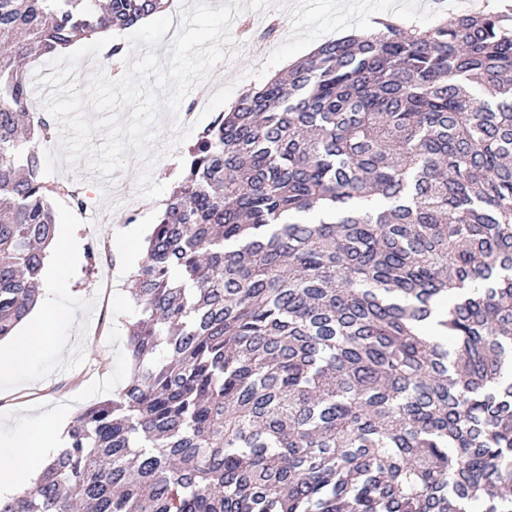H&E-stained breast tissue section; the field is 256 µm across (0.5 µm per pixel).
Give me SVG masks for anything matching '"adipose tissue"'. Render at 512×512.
<instances>
[{
    "mask_svg": "<svg viewBox=\"0 0 512 512\" xmlns=\"http://www.w3.org/2000/svg\"><path fill=\"white\" fill-rule=\"evenodd\" d=\"M75 254L74 241L61 235L48 266L42 307L15 343L0 351V377L34 368L43 353L56 344L54 326L72 321V311L57 306L55 291L65 286ZM64 440L63 431L47 432L38 420L15 424L7 436H0V499L13 496L18 488L32 486L47 456L57 454Z\"/></svg>",
    "mask_w": 512,
    "mask_h": 512,
    "instance_id": "ef3b65f1",
    "label": "adipose tissue"
}]
</instances>
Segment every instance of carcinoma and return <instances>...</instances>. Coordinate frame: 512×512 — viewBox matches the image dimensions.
I'll list each match as a JSON object with an SVG mask.
<instances>
[{"label": "carcinoma", "instance_id": "obj_1", "mask_svg": "<svg viewBox=\"0 0 512 512\" xmlns=\"http://www.w3.org/2000/svg\"><path fill=\"white\" fill-rule=\"evenodd\" d=\"M170 2L0 0V339L51 197L86 201L18 63ZM127 289L129 382L0 512H512V4L380 18L249 89Z\"/></svg>", "mask_w": 512, "mask_h": 512}]
</instances>
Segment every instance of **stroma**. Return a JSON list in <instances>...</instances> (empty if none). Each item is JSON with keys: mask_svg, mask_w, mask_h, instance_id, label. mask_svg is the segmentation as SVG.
<instances>
[{"mask_svg": "<svg viewBox=\"0 0 512 512\" xmlns=\"http://www.w3.org/2000/svg\"><path fill=\"white\" fill-rule=\"evenodd\" d=\"M386 15L404 17L423 29L435 22L427 0H366L362 8L349 0H271L267 13H251L258 25L268 17L281 20L273 47L260 56L250 49L246 37L237 36L239 56L218 64L207 80L212 111L200 113L188 129L161 124L152 146L158 155L151 171L153 180L175 187L186 148L210 125L215 113L225 111L243 91L282 71L285 64L306 57L309 45L368 29L374 18ZM42 155L47 180L89 188L98 215L84 220L67 198L51 200L57 224L71 233L78 248L70 282L57 298L75 316L57 330L55 348L43 354L33 373L0 382V433L27 416L48 422L62 411L76 417L91 402L124 386L129 376L127 327L138 317L125 283L143 257L144 240L159 211L157 201L137 193L135 174L143 168L139 158H131L123 173L127 194L118 201L109 193V181L91 179L87 161L67 163L61 138L45 143ZM119 207L129 211L132 222L113 223L112 212ZM108 266L113 269L111 286L97 287L98 269Z\"/></svg>", "mask_w": 512, "mask_h": 512, "instance_id": "1", "label": "stroma"}]
</instances>
